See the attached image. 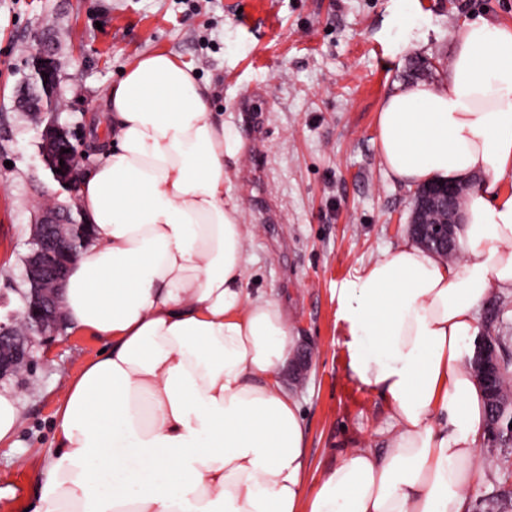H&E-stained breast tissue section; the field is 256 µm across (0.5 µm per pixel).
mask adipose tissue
Masks as SVG:
<instances>
[{
  "label": "adipose tissue",
  "instance_id": "1",
  "mask_svg": "<svg viewBox=\"0 0 512 512\" xmlns=\"http://www.w3.org/2000/svg\"><path fill=\"white\" fill-rule=\"evenodd\" d=\"M110 130L77 202L94 236L63 294L68 331L107 348L71 378L44 512H470L485 395L479 313L512 293V26L461 23L448 73L395 85L376 123L396 183H470L447 261L403 239L340 289L358 381L388 402L384 448H351L308 494L306 431L281 382L295 337L251 293L254 233L224 197L240 141L178 55L137 56L108 90Z\"/></svg>",
  "mask_w": 512,
  "mask_h": 512
}]
</instances>
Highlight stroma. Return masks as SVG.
I'll return each instance as SVG.
<instances>
[{
    "label": "stroma",
    "mask_w": 512,
    "mask_h": 512,
    "mask_svg": "<svg viewBox=\"0 0 512 512\" xmlns=\"http://www.w3.org/2000/svg\"><path fill=\"white\" fill-rule=\"evenodd\" d=\"M512 25V0H0V298L22 306V257L42 199L69 194L45 169L41 128L14 106L36 38L53 31L61 81L56 117L75 147L138 55L165 50L191 62L241 148L225 157L224 195L255 233L250 290L288 312L312 361L282 384L308 431L307 488L316 491L341 452L384 447L388 403L349 368L338 294L362 266L408 236L414 192L386 174L377 113L395 83L438 81L452 35L468 18ZM254 92L255 110L241 98ZM103 348L86 333L57 334L37 365L8 383L21 408L0 444V512H34L39 471L56 445L55 411L68 380ZM471 504L512 493V447L486 451Z\"/></svg>",
    "instance_id": "1"
}]
</instances>
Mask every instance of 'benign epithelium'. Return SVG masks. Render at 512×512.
Wrapping results in <instances>:
<instances>
[{
  "label": "benign epithelium",
  "mask_w": 512,
  "mask_h": 512,
  "mask_svg": "<svg viewBox=\"0 0 512 512\" xmlns=\"http://www.w3.org/2000/svg\"><path fill=\"white\" fill-rule=\"evenodd\" d=\"M32 73L23 81L16 104L36 110L35 121L44 125L40 155L54 180L72 187L76 173L70 154L62 143H69V132L59 125L53 112L60 82L52 38L41 35L31 62ZM61 172H56V169ZM461 187L431 183L418 190L412 201L410 233L427 249L448 254L455 246L461 224L459 198ZM76 194L71 201L43 206L33 219L29 252L24 263V279L29 285L22 294L24 313H9L0 320V383L17 376L35 361L38 347L65 326L61 292L71 266L78 260L80 245L91 237L90 225L73 215ZM474 373L491 398L492 446L512 441V400L502 402L497 395L496 379L503 359L496 342L483 335L475 341ZM510 425L503 426L504 415Z\"/></svg>",
  "instance_id": "obj_1"
}]
</instances>
